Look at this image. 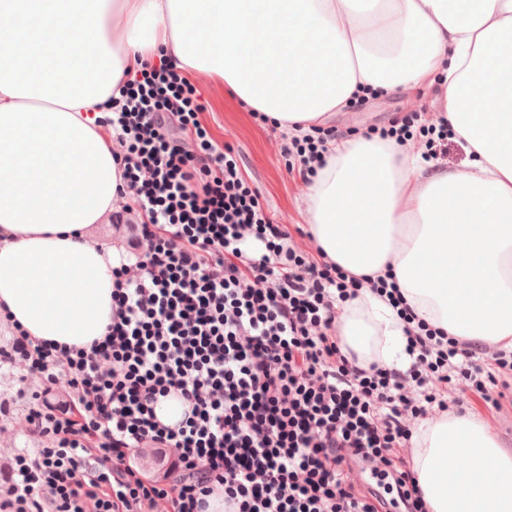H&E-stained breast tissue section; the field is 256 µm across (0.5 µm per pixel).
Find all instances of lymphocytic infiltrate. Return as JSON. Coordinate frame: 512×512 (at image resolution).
I'll list each match as a JSON object with an SVG mask.
<instances>
[{"mask_svg":"<svg viewBox=\"0 0 512 512\" xmlns=\"http://www.w3.org/2000/svg\"><path fill=\"white\" fill-rule=\"evenodd\" d=\"M108 104L112 320L86 348L19 330L0 349L43 385L35 448L0 455V512H430L415 434L467 406L501 412L512 351L448 335L386 277L276 223L174 66H142ZM332 140L286 138L289 171L310 182ZM367 292L403 322L406 365L345 347L340 317ZM172 396L185 410L167 424Z\"/></svg>","mask_w":512,"mask_h":512,"instance_id":"obj_1","label":"lymphocytic infiltrate"}]
</instances>
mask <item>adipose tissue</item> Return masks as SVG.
<instances>
[{
  "instance_id": "obj_1",
  "label": "adipose tissue",
  "mask_w": 512,
  "mask_h": 512,
  "mask_svg": "<svg viewBox=\"0 0 512 512\" xmlns=\"http://www.w3.org/2000/svg\"><path fill=\"white\" fill-rule=\"evenodd\" d=\"M0 316L82 348L112 319L117 251L87 229L120 179L106 101L138 62L222 80L288 130L320 124L369 91L440 82L469 158L411 166L398 144H331L309 186L310 229L357 275L392 271L420 318L512 349V0H0ZM31 45L27 65L14 43ZM346 345L381 337L406 362L381 298L347 306ZM431 512H512V457L466 416L417 436Z\"/></svg>"
}]
</instances>
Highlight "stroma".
Returning <instances> with one entry per match:
<instances>
[{
  "label": "stroma",
  "instance_id": "1",
  "mask_svg": "<svg viewBox=\"0 0 512 512\" xmlns=\"http://www.w3.org/2000/svg\"><path fill=\"white\" fill-rule=\"evenodd\" d=\"M206 107L202 118L217 139L234 146L243 159V173L257 187L282 224L309 229L308 187L288 173L281 154L284 132L254 119L250 106L232 95L222 81L203 74L190 77ZM438 84L378 93L360 98L343 111L326 118L324 128L336 136L362 135L373 128L400 122L408 113L418 112L426 124L438 123L441 115ZM16 372L0 377V401L9 403V414L0 416V446L29 448L33 441L23 431L31 397L17 393Z\"/></svg>",
  "mask_w": 512,
  "mask_h": 512
}]
</instances>
